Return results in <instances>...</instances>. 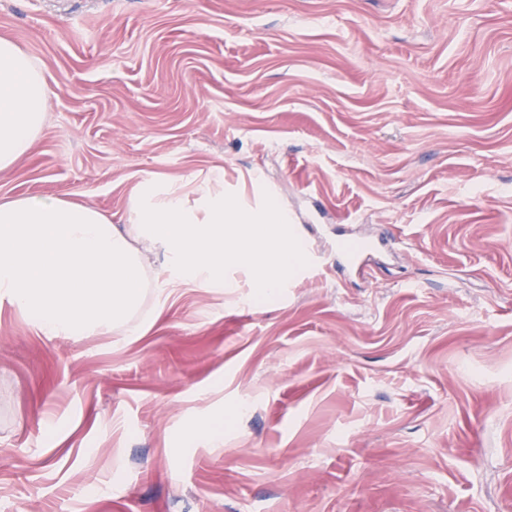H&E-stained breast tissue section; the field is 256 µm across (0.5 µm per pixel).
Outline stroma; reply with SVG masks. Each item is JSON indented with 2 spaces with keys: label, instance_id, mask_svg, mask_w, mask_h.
<instances>
[{
  "label": "stroma",
  "instance_id": "stroma-1",
  "mask_svg": "<svg viewBox=\"0 0 512 512\" xmlns=\"http://www.w3.org/2000/svg\"><path fill=\"white\" fill-rule=\"evenodd\" d=\"M0 37L49 85L0 200L123 224L217 171L310 227L272 299L151 287L135 336L0 308V512H512V0H0ZM341 232L387 247L313 270Z\"/></svg>",
  "mask_w": 512,
  "mask_h": 512
}]
</instances>
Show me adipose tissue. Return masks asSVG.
<instances>
[{"label":"adipose tissue","instance_id":"adipose-tissue-1","mask_svg":"<svg viewBox=\"0 0 512 512\" xmlns=\"http://www.w3.org/2000/svg\"><path fill=\"white\" fill-rule=\"evenodd\" d=\"M47 80L15 42L0 37V173L31 153L44 129ZM187 192L152 180L130 198L127 223L78 196L0 201V306L46 336L135 335L132 313L145 292L154 248L171 279L226 286V268H244L252 295L267 299L293 277L299 254L291 221L272 194L255 208L225 196L219 174Z\"/></svg>","mask_w":512,"mask_h":512}]
</instances>
